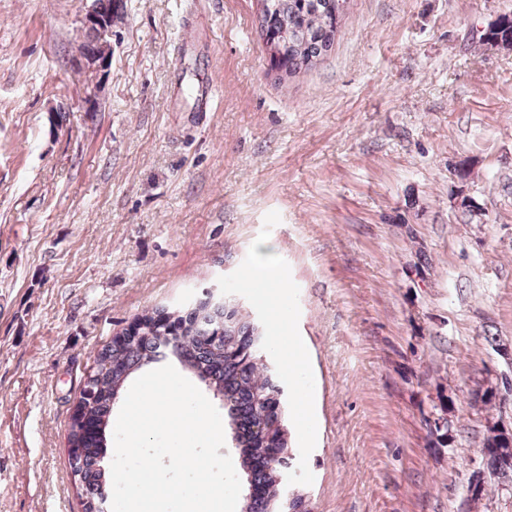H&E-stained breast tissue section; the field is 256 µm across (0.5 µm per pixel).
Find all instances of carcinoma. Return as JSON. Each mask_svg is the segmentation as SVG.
<instances>
[{
	"instance_id": "cac0c4a2",
	"label": "carcinoma",
	"mask_w": 512,
	"mask_h": 512,
	"mask_svg": "<svg viewBox=\"0 0 512 512\" xmlns=\"http://www.w3.org/2000/svg\"><path fill=\"white\" fill-rule=\"evenodd\" d=\"M260 2L258 23L271 66L294 77L311 69L332 49L346 0ZM98 4L112 22L123 18V0H98ZM479 43L511 49L512 17L502 15L489 24ZM142 319L151 326L97 353L80 392L82 417L70 419L68 442L77 450L70 460L83 492V512H102L107 501L111 477L103 458L114 395L133 372L170 357L224 397L250 487L262 488V493L253 492L245 499L242 512H275L284 507L288 496L276 477L288 468L290 457H281L274 467L269 464L272 452L288 447V441H280L278 431L271 429L280 389L261 356L246 352L250 338L260 335L259 327L240 310L227 311V305L219 301L147 313ZM498 425L497 421L488 423L482 453L489 469L505 475L512 473V447L493 452L488 446Z\"/></svg>"
}]
</instances>
